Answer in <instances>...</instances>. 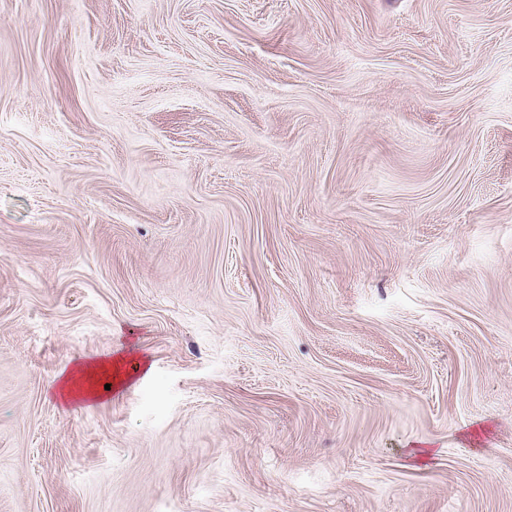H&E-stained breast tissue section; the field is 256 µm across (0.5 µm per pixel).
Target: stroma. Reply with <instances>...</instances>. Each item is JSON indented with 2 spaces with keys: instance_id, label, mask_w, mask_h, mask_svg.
<instances>
[{
  "instance_id": "obj_1",
  "label": "stroma",
  "mask_w": 512,
  "mask_h": 512,
  "mask_svg": "<svg viewBox=\"0 0 512 512\" xmlns=\"http://www.w3.org/2000/svg\"><path fill=\"white\" fill-rule=\"evenodd\" d=\"M0 512H512V0H0ZM125 358L121 355L108 362H100L94 365L81 366L69 371L60 377L57 387L63 401L73 399H93L95 392L92 384H86L91 376L101 369H111L113 376L114 388H119L127 383L131 375L123 369Z\"/></svg>"
}]
</instances>
